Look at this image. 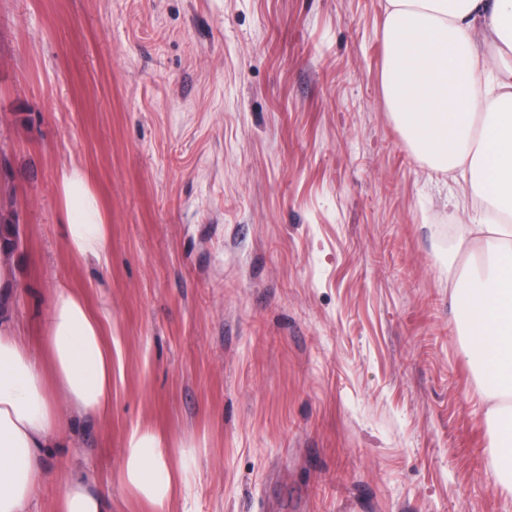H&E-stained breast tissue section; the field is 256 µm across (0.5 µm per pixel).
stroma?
<instances>
[{
  "label": "stroma",
  "instance_id": "obj_1",
  "mask_svg": "<svg viewBox=\"0 0 512 512\" xmlns=\"http://www.w3.org/2000/svg\"><path fill=\"white\" fill-rule=\"evenodd\" d=\"M385 0H0V202L31 343L61 280L112 316V414L77 424L112 512L137 428L170 512H512L442 225L473 209L384 100ZM84 166L110 258L76 261ZM56 182L61 204L62 240L76 260L107 258L110 224L87 170L78 164L60 168ZM125 483L156 511L177 495L182 483L181 473L172 463L166 438L153 429L134 430L127 441L123 467Z\"/></svg>",
  "mask_w": 512,
  "mask_h": 512
}]
</instances>
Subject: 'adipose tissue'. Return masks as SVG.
Instances as JSON below:
<instances>
[{
	"mask_svg": "<svg viewBox=\"0 0 512 512\" xmlns=\"http://www.w3.org/2000/svg\"><path fill=\"white\" fill-rule=\"evenodd\" d=\"M385 101L422 164L458 173L486 211L458 225L448 264L450 300L465 319L485 380L492 428L489 465L512 490V0H386ZM496 45L486 54V40ZM62 240L69 255L106 259L110 226L87 170L56 175ZM13 255L0 247V512H32L53 449L68 459L58 474L55 512H107L80 459L74 424L112 411V318L59 281L49 295L39 348L14 314ZM125 483L155 512L177 495L181 473L162 432L134 430Z\"/></svg>",
	"mask_w": 512,
	"mask_h": 512,
	"instance_id": "ef3b65f1",
	"label": "adipose tissue"
}]
</instances>
